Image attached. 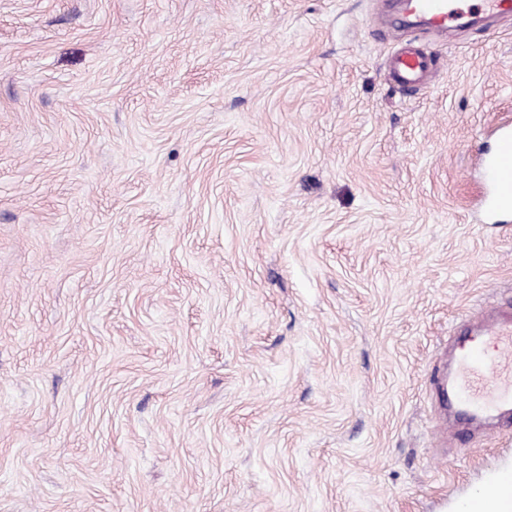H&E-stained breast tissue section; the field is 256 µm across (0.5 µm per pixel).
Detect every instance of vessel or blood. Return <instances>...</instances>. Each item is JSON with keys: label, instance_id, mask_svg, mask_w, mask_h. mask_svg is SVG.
Here are the masks:
<instances>
[{"label": "vessel or blood", "instance_id": "obj_1", "mask_svg": "<svg viewBox=\"0 0 512 512\" xmlns=\"http://www.w3.org/2000/svg\"><path fill=\"white\" fill-rule=\"evenodd\" d=\"M410 16L423 19L427 31L440 33L475 14L512 17V0H402ZM395 81L422 85L431 70L429 57L407 46L389 60ZM487 191L482 198L492 212L512 208V127H499L493 153L482 162ZM443 404L467 420L512 417V318L493 319L477 332V341L455 356L448 379L439 383ZM462 512H512V470L498 472L488 487L467 498Z\"/></svg>", "mask_w": 512, "mask_h": 512}]
</instances>
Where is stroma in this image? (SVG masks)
<instances>
[{"instance_id":"obj_1","label":"stroma","mask_w":512,"mask_h":512,"mask_svg":"<svg viewBox=\"0 0 512 512\" xmlns=\"http://www.w3.org/2000/svg\"><path fill=\"white\" fill-rule=\"evenodd\" d=\"M392 12L0 0V512H457L512 469L433 390L512 314V19ZM395 81L406 86H421L431 70L430 58L414 46L395 52L389 60ZM487 192L481 202L491 212L512 209V125L497 129L495 148L482 162Z\"/></svg>"}]
</instances>
